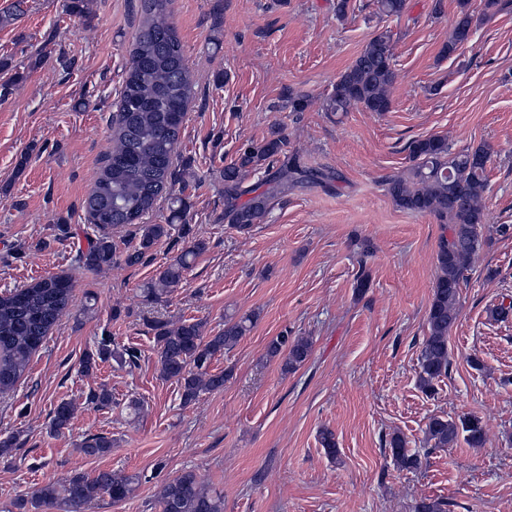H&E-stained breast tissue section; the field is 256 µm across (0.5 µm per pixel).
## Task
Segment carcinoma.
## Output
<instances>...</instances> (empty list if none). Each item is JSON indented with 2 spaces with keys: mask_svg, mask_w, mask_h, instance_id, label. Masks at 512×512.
Returning a JSON list of instances; mask_svg holds the SVG:
<instances>
[{
  "mask_svg": "<svg viewBox=\"0 0 512 512\" xmlns=\"http://www.w3.org/2000/svg\"><path fill=\"white\" fill-rule=\"evenodd\" d=\"M169 3L170 0H143L148 19L136 36L118 109L111 117L112 149L92 193L83 203L95 237L77 256L78 267L90 271H103L121 262L133 266L142 262L159 239L169 238L171 231H177L183 247L140 288L141 304L145 306L161 302L163 296L180 287L190 260L207 248V241L184 223L187 206L178 196L171 197V211L182 224L141 223L162 192L178 181L173 157L193 94L183 46L167 20ZM476 21L471 0H459V14L448 37L446 54H453L468 42ZM397 78L390 36L377 33L340 75L327 107L332 112H347L360 105L370 112H387L391 106L390 89ZM285 146L286 137L275 127L269 137L247 145L237 160L224 166V221L237 233L247 234L261 223L270 201L288 194V189L335 178L331 172L306 167L295 154L284 155ZM410 156L413 165L407 173L388 180V194L398 208L432 215L448 230L438 245L437 275L427 315L428 336L418 356L419 387L432 394L435 382L448 375V332L457 320L461 285L481 245L490 150L478 147L451 153L444 138L431 135L414 141ZM264 166L275 171L258 185L244 186L249 173ZM118 228L129 230L130 243L123 252L112 240V231ZM72 289L70 277L50 275L0 296V391L15 385L49 330L69 310ZM254 322L253 314L238 319L227 317L224 327L214 334L206 332V323L201 320L173 323L153 318L146 325L154 332L161 375L180 383L182 401L187 405L198 401L203 393L224 388L228 374L212 372V361L233 348ZM311 350L309 338H292L285 332L270 343L268 356L282 357L283 369L293 371L307 361ZM108 355L129 366L139 360L137 349H112L104 340L97 351L85 354L81 372L89 373ZM73 416L72 403L58 404L50 431L63 433ZM460 435L472 448L484 444L481 421L473 415L457 422L433 417L426 427L427 440L435 448L448 447ZM390 447L400 467L417 466L418 457L408 453L404 439L392 438ZM111 448V438L94 435L84 442L81 451L101 457ZM134 484L135 478L122 472L101 471L94 477L76 473L60 485L48 484L34 490L19 500L16 508L19 512H50L56 507L63 512H84L86 505L106 497L114 504L127 500ZM159 504L161 512H224V497L211 492L192 470L165 481Z\"/></svg>",
  "mask_w": 512,
  "mask_h": 512,
  "instance_id": "cac0c4a2",
  "label": "carcinoma"
}]
</instances>
